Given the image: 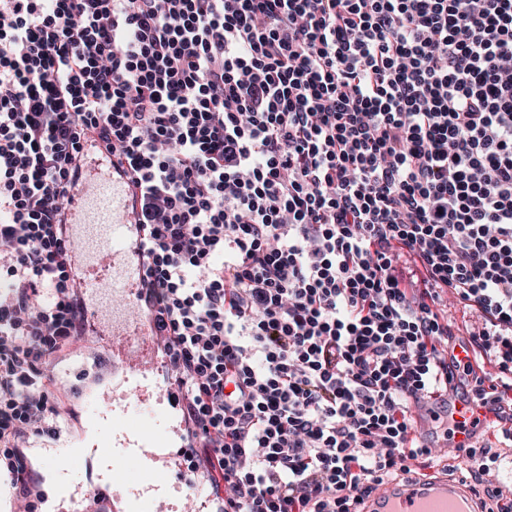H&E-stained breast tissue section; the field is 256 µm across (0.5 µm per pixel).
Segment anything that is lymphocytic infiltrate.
<instances>
[{
  "label": "lymphocytic infiltrate",
  "instance_id": "obj_1",
  "mask_svg": "<svg viewBox=\"0 0 512 512\" xmlns=\"http://www.w3.org/2000/svg\"><path fill=\"white\" fill-rule=\"evenodd\" d=\"M141 234L210 512H357L448 393L449 293L512 362V0H0V478L68 426L86 146ZM475 399L512 380L457 364Z\"/></svg>",
  "mask_w": 512,
  "mask_h": 512
}]
</instances>
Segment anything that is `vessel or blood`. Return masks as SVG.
<instances>
[{"mask_svg":"<svg viewBox=\"0 0 512 512\" xmlns=\"http://www.w3.org/2000/svg\"><path fill=\"white\" fill-rule=\"evenodd\" d=\"M126 198L125 187L111 167L90 156L81 168L66 213L72 273L96 298L95 306L85 311L87 328L111 365L112 383L118 388L152 373H165L168 363L152 323L130 314L141 295L143 258ZM103 309L112 312V330L108 333L98 327ZM446 417L457 423L448 435V443L454 448L471 447L496 419L487 407L453 394L448 397ZM120 428L131 449L113 462V479L136 481L147 470L159 475L170 468L167 459L148 466L138 453L141 447L160 445L152 423L130 416L121 421ZM361 512H486V508L465 481L438 477L386 484L364 500Z\"/></svg>","mask_w":512,"mask_h":512,"instance_id":"vessel-or-blood-1","label":"vessel or blood"}]
</instances>
